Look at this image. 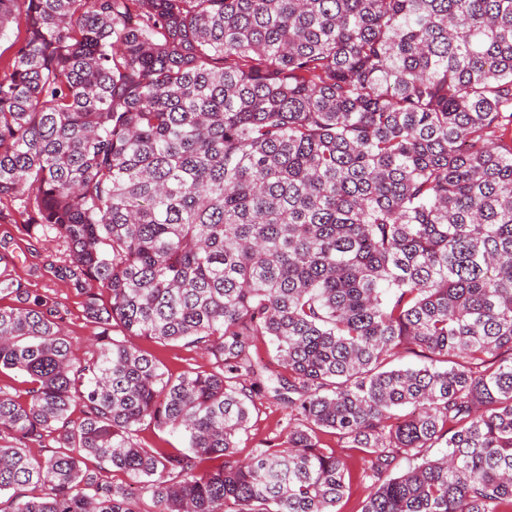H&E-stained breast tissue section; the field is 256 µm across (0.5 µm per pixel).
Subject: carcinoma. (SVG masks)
Returning a JSON list of instances; mask_svg holds the SVG:
<instances>
[{
	"mask_svg": "<svg viewBox=\"0 0 512 512\" xmlns=\"http://www.w3.org/2000/svg\"><path fill=\"white\" fill-rule=\"evenodd\" d=\"M27 2L0 201L99 332L75 356L0 272V371L30 383L0 391V512H336L325 435L361 512H512V0ZM408 345L432 364L391 366ZM266 402L284 440L235 458ZM142 349L147 350L159 358L168 368L169 372L177 376L185 371L204 370L209 368L208 358L192 348L180 345L156 344L139 340ZM160 438H164L168 440L172 445L176 447H181L182 443L178 435L176 434H168L159 432L153 425L145 423L138 432V439L141 443L147 446H162L165 448H170L171 446Z\"/></svg>",
	"mask_w": 512,
	"mask_h": 512,
	"instance_id": "obj_1",
	"label": "carcinoma"
}]
</instances>
